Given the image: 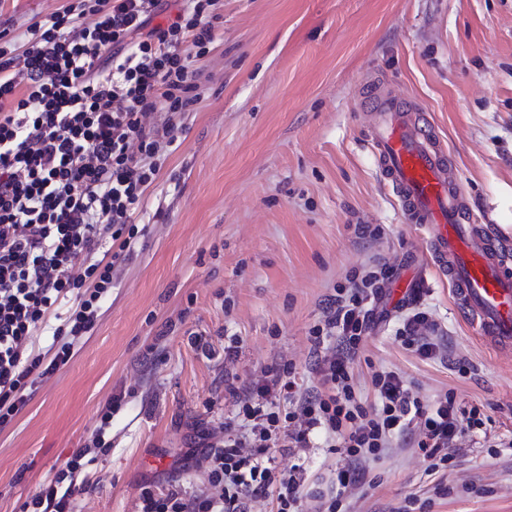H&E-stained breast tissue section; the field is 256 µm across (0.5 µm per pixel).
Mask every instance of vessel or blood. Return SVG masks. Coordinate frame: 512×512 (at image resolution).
<instances>
[{
  "instance_id": "obj_1",
  "label": "vessel or blood",
  "mask_w": 512,
  "mask_h": 512,
  "mask_svg": "<svg viewBox=\"0 0 512 512\" xmlns=\"http://www.w3.org/2000/svg\"><path fill=\"white\" fill-rule=\"evenodd\" d=\"M376 114L369 134L381 172L407 223L421 227L432 266L444 276L472 329L493 348L512 349V244L477 224L448 155L421 108L370 92Z\"/></svg>"
}]
</instances>
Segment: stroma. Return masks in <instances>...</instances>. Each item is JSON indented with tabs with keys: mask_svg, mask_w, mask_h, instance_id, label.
I'll return each mask as SVG.
<instances>
[{
	"mask_svg": "<svg viewBox=\"0 0 512 512\" xmlns=\"http://www.w3.org/2000/svg\"><path fill=\"white\" fill-rule=\"evenodd\" d=\"M221 2L218 37L193 62L198 100L135 216L143 236L74 357L0 430V512H22L107 410L109 446L73 512H139L143 487L168 475L200 484L184 456L197 431L237 413L225 380L288 363L317 387L310 330L335 287L376 258L394 270L390 316L353 361L358 395L374 404L373 374L393 371L421 400L453 395L485 423L456 440L444 469L411 435L395 437L345 512H512V352L474 334L431 267L362 106L381 83L424 109L475 223L512 238V0ZM66 4L0 0V32L21 40ZM358 224L376 235L356 238ZM416 288L439 326L432 359L396 335ZM274 454L284 471L303 461L302 510L319 512L341 452L315 433Z\"/></svg>",
	"mask_w": 512,
	"mask_h": 512,
	"instance_id": "35a3bbf8",
	"label": "stroma"
}]
</instances>
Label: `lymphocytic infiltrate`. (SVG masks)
I'll list each match as a JSON object with an SVG mask.
<instances>
[{
  "label": "lymphocytic infiltrate",
  "instance_id": "f902f5d3",
  "mask_svg": "<svg viewBox=\"0 0 512 512\" xmlns=\"http://www.w3.org/2000/svg\"><path fill=\"white\" fill-rule=\"evenodd\" d=\"M162 0H70L21 41L0 34V427L28 403L38 379L68 364L94 326L112 271L125 260L140 231L134 215L158 174V160L176 141L175 119L196 101L191 57H204L216 39L220 0H187L174 19L151 26ZM108 75H100L102 60ZM117 243L103 257L105 240ZM85 268L71 274L75 258ZM393 275L374 261L331 295L323 323L311 330L319 354V385L303 392L289 365L265 371L247 387L227 384L239 411L225 420L196 465L204 482L140 494V512H249V502L272 496L276 512H300L303 465L280 471L271 445L304 448L312 431L340 439L345 462L336 482L348 489L391 446L415 431L414 445L432 465L482 424L478 408L457 406L447 395L424 404L412 398L395 372L381 371L377 395L365 406L350 362L378 318L375 305ZM69 315L51 355L28 353L33 332ZM439 328L426 312L405 314L396 334L425 358L435 357ZM335 338V347L326 339ZM288 412H279L281 400ZM104 444L96 429L90 446L77 449L68 470L34 498L42 512H71L81 489L77 473L91 474Z\"/></svg>",
  "mask_w": 512,
  "mask_h": 512
}]
</instances>
